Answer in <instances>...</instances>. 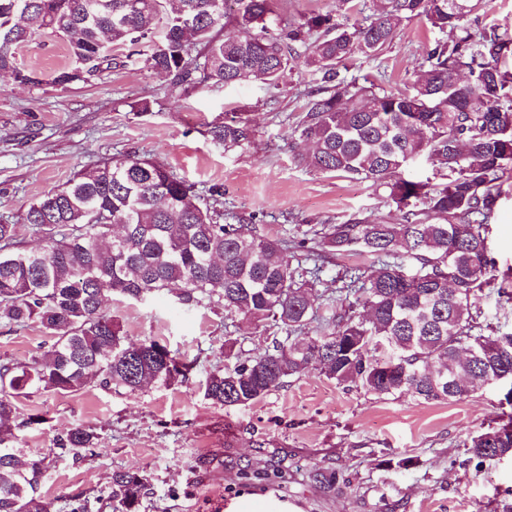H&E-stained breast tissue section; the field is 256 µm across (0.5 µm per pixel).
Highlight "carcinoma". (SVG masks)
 Here are the masks:
<instances>
[{
    "instance_id": "cac0c4a2",
    "label": "carcinoma",
    "mask_w": 512,
    "mask_h": 512,
    "mask_svg": "<svg viewBox=\"0 0 512 512\" xmlns=\"http://www.w3.org/2000/svg\"><path fill=\"white\" fill-rule=\"evenodd\" d=\"M271 0H0V72L20 84L39 83L21 67L15 49L45 31L65 36L71 65L55 83H86L114 65L145 64L173 76L184 90L231 85L251 76L271 87L303 63L321 75L297 127L314 150L299 163L318 173L369 181L388 190L401 212L395 223L353 215L312 230L320 259L355 253L368 266L345 271L336 310L318 315L319 268L301 279L286 239L257 227L226 224L214 205H202L193 186L159 162L138 155L104 160L45 192L23 214L44 246L29 251L17 225L0 224V321L36 325L53 338L48 350L24 362L0 363V512H52L37 494L45 457L23 459L10 446L15 431L39 424L24 418L14 399L29 390L73 393L95 378L131 391L152 381L186 378L192 363L157 340L130 342L105 311L113 295L133 299L166 293L187 308L223 306L260 329L273 322L285 337L232 368L213 370L204 396L222 406L249 404L316 366L337 384L381 396L409 394L424 402L458 401L470 390L512 380V332L481 321L482 296L512 300L496 286L488 246L491 220L512 169V38L491 26L471 30L472 0H380L368 24L342 26L312 15L274 35L266 20ZM193 14L195 30L181 19ZM425 18L445 34L434 41L422 74L403 91L339 77L354 53H382L401 23ZM232 20L238 34L219 37ZM322 33L310 52L295 44ZM204 45L194 62L189 40ZM127 49L122 58L112 49ZM226 150L251 144L249 120L233 117L210 128ZM439 181L413 180L408 166L421 156ZM316 322L320 329L311 332ZM97 433L84 426L60 431L57 449L90 450ZM480 469L512 457V416L466 444ZM325 489L336 471L315 468ZM146 478L115 470L112 512H138Z\"/></svg>"
}]
</instances>
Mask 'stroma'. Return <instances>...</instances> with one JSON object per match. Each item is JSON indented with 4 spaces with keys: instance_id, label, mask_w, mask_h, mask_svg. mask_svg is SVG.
I'll return each instance as SVG.
<instances>
[{
    "instance_id": "35a3bbf8",
    "label": "stroma",
    "mask_w": 512,
    "mask_h": 512,
    "mask_svg": "<svg viewBox=\"0 0 512 512\" xmlns=\"http://www.w3.org/2000/svg\"><path fill=\"white\" fill-rule=\"evenodd\" d=\"M355 4L349 11L339 0H272L269 29L277 33L319 13L342 25L363 23L377 6L376 0ZM436 36L426 19L403 22L377 58L353 55L340 74L405 88L419 76ZM17 58L40 82L20 85L0 73V223L17 225L25 248L42 243L22 223L30 203L80 169L135 154L163 163L201 201L221 188L225 222L257 226L273 239L298 241L354 214L399 218L386 190L297 163L309 146L295 127L319 87L304 66L275 88L252 79L187 92L168 74L139 64L64 90L52 79L70 63L66 40L42 35L18 48ZM234 116L248 118L256 135L250 146L227 152L207 131ZM502 188L489 233L501 276L512 272V170ZM107 311L128 340H159L193 368L185 380L136 391L94 380L75 393L17 397L23 415L42 418L16 436L23 456L48 458L38 487L47 500L77 496L92 512H112L113 471L138 469L147 479L138 512H228L243 495L285 501L296 512H503L512 504V459L478 471L463 448L512 413L508 384L427 403L339 385L313 368L253 403L224 407L204 396L210 372L271 348L283 336L279 326L259 331L241 316L189 310L167 294L144 301L116 296ZM51 342L38 326L0 322V362L27 360ZM72 425L98 433L97 455L53 453L57 433ZM401 458L410 466L395 467ZM279 466L287 481L254 477ZM316 467L335 470V490L309 480Z\"/></svg>"
}]
</instances>
